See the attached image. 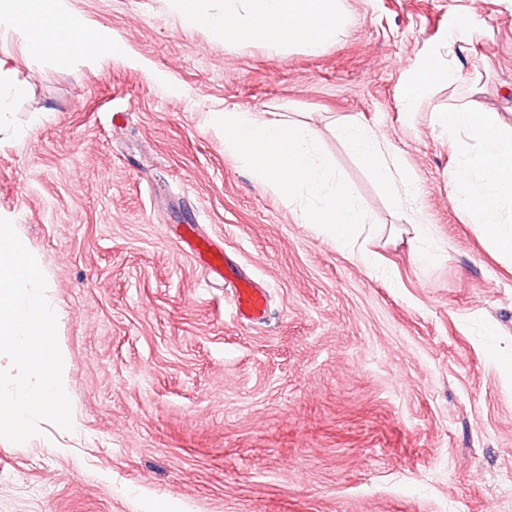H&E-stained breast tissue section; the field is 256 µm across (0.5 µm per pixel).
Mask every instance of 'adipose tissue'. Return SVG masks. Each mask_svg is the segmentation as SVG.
I'll list each match as a JSON object with an SVG mask.
<instances>
[{"instance_id": "obj_1", "label": "adipose tissue", "mask_w": 512, "mask_h": 512, "mask_svg": "<svg viewBox=\"0 0 512 512\" xmlns=\"http://www.w3.org/2000/svg\"><path fill=\"white\" fill-rule=\"evenodd\" d=\"M184 24L208 30L225 46L262 42L271 47L299 45L320 52L344 30L342 0H174ZM27 26H19L20 15ZM23 33L42 55L67 51L85 65H98L112 51V35L73 18L67 0H0V33ZM445 125L469 131L480 150L465 155L450 172V200L494 245L512 254V125L492 112L456 109L442 113ZM334 134L345 149L364 161L396 209L410 208L415 181L398 155L358 117L336 119Z\"/></svg>"}]
</instances>
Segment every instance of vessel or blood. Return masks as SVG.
<instances>
[{"instance_id": "obj_1", "label": "vessel or blood", "mask_w": 512, "mask_h": 512, "mask_svg": "<svg viewBox=\"0 0 512 512\" xmlns=\"http://www.w3.org/2000/svg\"><path fill=\"white\" fill-rule=\"evenodd\" d=\"M180 242L187 252L201 259L210 280L232 288L236 313L242 321L259 323L265 320L269 304L266 289L242 277L239 270L226 261L221 245L202 238L191 225L181 234Z\"/></svg>"}]
</instances>
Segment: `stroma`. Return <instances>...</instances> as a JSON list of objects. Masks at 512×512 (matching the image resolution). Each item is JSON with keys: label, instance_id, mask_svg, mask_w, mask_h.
Returning <instances> with one entry per match:
<instances>
[{"label": "stroma", "instance_id": "1", "mask_svg": "<svg viewBox=\"0 0 512 512\" xmlns=\"http://www.w3.org/2000/svg\"><path fill=\"white\" fill-rule=\"evenodd\" d=\"M311 54L226 47L173 0H69L103 66L0 36L25 93L0 128V218L45 275L72 430L0 439V512H504L512 505V257L448 198L476 144L438 114L512 124V0H343ZM453 74L403 99L421 68ZM321 133L373 225L349 251L224 151L212 113ZM39 123H31L32 114ZM356 116L412 174L417 232L330 129ZM268 288L236 319L174 230Z\"/></svg>", "mask_w": 512, "mask_h": 512}]
</instances>
